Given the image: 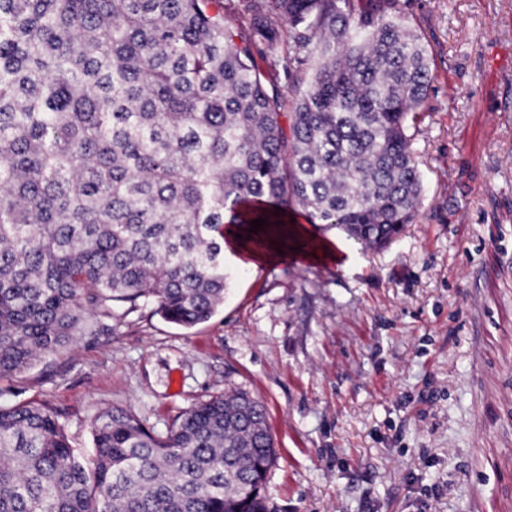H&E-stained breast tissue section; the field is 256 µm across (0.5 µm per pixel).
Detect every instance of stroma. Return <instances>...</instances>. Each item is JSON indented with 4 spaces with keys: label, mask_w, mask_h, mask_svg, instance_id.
<instances>
[{
    "label": "stroma",
    "mask_w": 512,
    "mask_h": 512,
    "mask_svg": "<svg viewBox=\"0 0 512 512\" xmlns=\"http://www.w3.org/2000/svg\"><path fill=\"white\" fill-rule=\"evenodd\" d=\"M434 79L412 127L414 224L381 250L308 225L301 253L227 260L224 306L185 329L118 304L98 335L0 378L79 456L116 407L163 433L235 387L278 459L269 512H512V0H408Z\"/></svg>",
    "instance_id": "stroma-1"
}]
</instances>
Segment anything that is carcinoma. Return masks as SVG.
Returning a JSON list of instances; mask_svg holds the SVG:
<instances>
[{"instance_id":"1","label":"carcinoma","mask_w":512,"mask_h":512,"mask_svg":"<svg viewBox=\"0 0 512 512\" xmlns=\"http://www.w3.org/2000/svg\"><path fill=\"white\" fill-rule=\"evenodd\" d=\"M432 75L403 0H0V377L118 303L209 321L227 226L299 206L363 248L398 239ZM92 437L85 461L53 407L0 403V512H268L277 454L243 391L163 434L107 409Z\"/></svg>"}]
</instances>
